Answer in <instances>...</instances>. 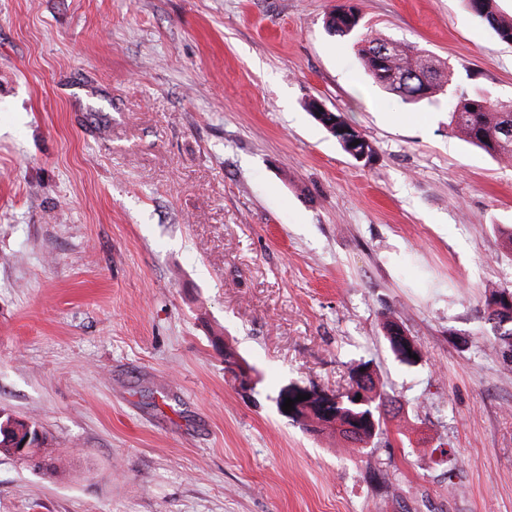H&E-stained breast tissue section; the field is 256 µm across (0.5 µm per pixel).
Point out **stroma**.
<instances>
[{
  "mask_svg": "<svg viewBox=\"0 0 512 512\" xmlns=\"http://www.w3.org/2000/svg\"><path fill=\"white\" fill-rule=\"evenodd\" d=\"M339 2L0 0V410L47 448L43 471L0 453V512H512L487 320L512 166L448 127L460 95L512 102V44L463 0H353L454 68L407 105L326 31ZM361 361L401 405L366 448L279 413ZM317 105H318V108H317L316 112H318V115H320L319 113H322V112H323V113H329V112H330V113H329V117H328V119H327V120L321 119V120L319 121V119H318V117H317V115H316V112H315L316 101H314V100H313V101L309 102V103H308V105H307V107H308V111H309L310 115H311V116H312V117H313L317 122H319L323 127H325V128H326V126H325V125H326V122H334V127H335V125H336V128H337V127H343V126H347V127H348V126H349V127H350V126H352V125L347 121V119L345 118V116H344L342 113H340V112H331V111H329L328 109H326V108H325V107H324L320 102H317ZM336 128L334 129V128H333V126H332V124H331V123H329V124L327 125V128H326V129H327V130H329V131H330L331 133H333V134H334V133H336V131H338V132H340V133L342 132V131H340V130H336ZM333 134H332V135H333ZM333 136L336 138V140H337V141H338V143L340 144L341 148H342V149L347 153V151H346V147H345V146L343 145V143L339 140V139H341V140L343 141L342 137H341L340 135H338V137H339V139H338V138H337V135H333ZM343 142H344V141H343ZM384 329L386 339L395 359L407 366L416 365L418 361L410 358L409 354H417L418 358H420L418 347L412 339L405 335L402 327L396 321L387 319L384 323ZM408 350H411V353H408Z\"/></svg>",
  "mask_w": 512,
  "mask_h": 512,
  "instance_id": "obj_1",
  "label": "stroma"
}]
</instances>
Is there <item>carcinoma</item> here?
<instances>
[{
    "label": "carcinoma",
    "mask_w": 512,
    "mask_h": 512,
    "mask_svg": "<svg viewBox=\"0 0 512 512\" xmlns=\"http://www.w3.org/2000/svg\"><path fill=\"white\" fill-rule=\"evenodd\" d=\"M465 2L469 10L487 24L501 41L512 43V17L499 13L497 0ZM326 27L334 36L353 39V49L366 75L403 104L431 100L445 91L455 78L453 67L435 59L413 43L361 35V17L351 6L336 7L329 15ZM448 128L495 160L512 163V103L495 102L482 94L461 97L448 111ZM508 295L512 296L509 288H499L492 292L488 304L491 309L488 320L493 323L504 362L511 365L512 311H505ZM384 329L395 359L407 366L416 365L417 361L409 357V354L419 353L418 347L405 336L402 327L388 319ZM350 385L364 392L365 403L357 406L345 401L336 405V421L325 419L319 414L317 398L302 403L292 419L302 422L314 432L332 429L353 447H363L376 435V430L381 428L386 416L398 414L400 407L394 398L376 390L373 373L368 370L365 362L351 368ZM356 414L370 415L374 422L350 433L345 425ZM38 428L39 425L34 421L17 420L9 415L0 417V450L29 461L36 458L38 463L34 467L42 469L43 460L39 459V454L46 451V437L38 433ZM28 437L34 443V448L24 455L20 452V445Z\"/></svg>",
    "instance_id": "obj_1"
}]
</instances>
